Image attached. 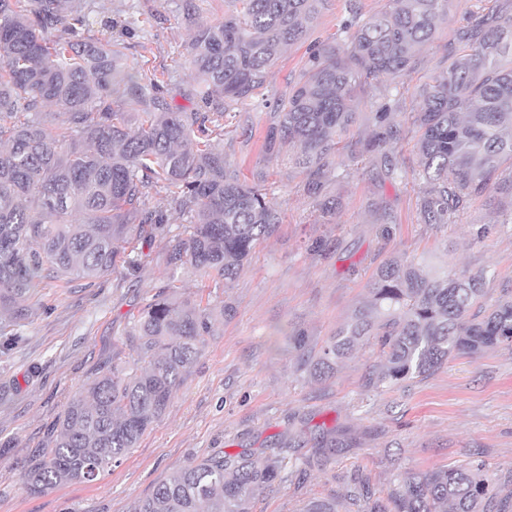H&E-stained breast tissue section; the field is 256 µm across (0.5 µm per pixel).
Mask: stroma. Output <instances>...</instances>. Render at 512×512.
<instances>
[{"mask_svg":"<svg viewBox=\"0 0 512 512\" xmlns=\"http://www.w3.org/2000/svg\"><path fill=\"white\" fill-rule=\"evenodd\" d=\"M89 2L93 23L86 37L117 40L128 65L144 61L165 72L175 104L200 110L190 94L191 23L223 20L232 0ZM481 7L480 0H455L415 70L393 80L400 97L396 122L407 123L418 109L419 86L447 56L457 28ZM305 58L302 44L284 52L266 83L264 103L249 109L250 122L225 119L217 137L226 160L266 192L281 222L227 286L182 273L186 294L207 289L223 311L165 415L93 483L33 494L20 472L84 381L101 367L132 363L127 331L165 286L167 237L183 232L186 218L168 209L165 233L140 243L136 271L91 285L46 278L26 295V317L0 351V512H133L138 500L189 462L220 451L263 457L281 447L287 453L280 477L257 495L254 512H298L314 498L346 500L359 476L383 499L397 472L469 461L483 463L482 476L492 486L512 489L511 348L457 355L428 376L396 385L376 383L383 356L373 342L357 347L333 374L311 372L326 343L368 300L375 274L388 261L420 263L439 273L485 271L491 301L512 289V224L497 221L504 196L496 190L451 223H420L411 144L387 149L407 171L396 182L385 179L379 155L350 148L373 133L365 101L320 193H310L291 149L272 158L262 148L269 105L297 81ZM327 200L336 203L329 224L319 217ZM329 431L336 446L321 462L309 463L314 442Z\"/></svg>","mask_w":512,"mask_h":512,"instance_id":"1","label":"stroma"}]
</instances>
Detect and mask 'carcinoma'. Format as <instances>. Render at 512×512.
<instances>
[{
    "mask_svg": "<svg viewBox=\"0 0 512 512\" xmlns=\"http://www.w3.org/2000/svg\"><path fill=\"white\" fill-rule=\"evenodd\" d=\"M326 0H234L217 24L197 27L188 45L195 96L203 112L168 99L165 73L132 74L116 44L82 37L85 0H0V336L22 320L18 302L49 275L96 280L140 259L130 232L164 230V210H147L151 189L188 218L186 235L168 240V283L131 324L136 357L81 385L40 451L24 466V485L44 493L96 480L124 458L165 413L210 334L211 300L182 298L185 269L216 283L232 281L281 216L213 144L224 118L262 95L271 67L307 39ZM452 0H387L364 17L346 0L340 39L309 49L297 82L276 102L266 154L295 150L317 193L336 137L357 122V96L372 100L374 131L360 152L402 140L399 100L376 81L402 77L434 41ZM56 31L54 38L47 33ZM410 113L419 133L423 224H447L491 190L512 195V12L472 15L456 33L446 64L422 84ZM55 106L61 121L42 109ZM485 273L432 275L392 260L377 274L371 298L332 337L317 362L326 375L373 337L385 362L382 383L435 372L448 358L512 345V293L485 304ZM282 458L218 452L160 482L134 512H252L272 487ZM470 461L398 475L387 499L363 493L357 512H512V496L495 498ZM303 512H339L334 499H313Z\"/></svg>",
    "mask_w": 512,
    "mask_h": 512,
    "instance_id": "cac0c4a2",
    "label": "carcinoma"
}]
</instances>
